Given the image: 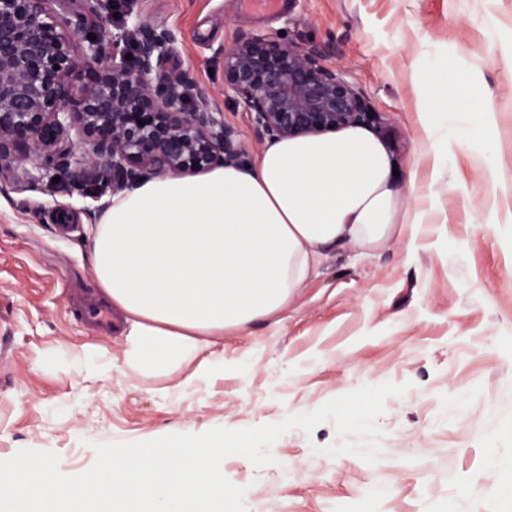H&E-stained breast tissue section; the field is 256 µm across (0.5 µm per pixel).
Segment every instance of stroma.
<instances>
[{
  "label": "stroma",
  "mask_w": 512,
  "mask_h": 512,
  "mask_svg": "<svg viewBox=\"0 0 512 512\" xmlns=\"http://www.w3.org/2000/svg\"><path fill=\"white\" fill-rule=\"evenodd\" d=\"M283 2L264 18L241 0L136 9L180 31L163 69L189 70L202 87L221 85L220 50L244 32L329 46L381 114L398 189L423 210L417 236L329 253L282 321L225 337L223 375L196 388L170 393L166 379L117 367L60 373L46 353H116L124 337H97L65 306L69 289L97 285L86 251L100 199L29 161L34 188L0 189V460L50 450L77 475L97 443L276 423L391 381L409 389L385 403L378 463L322 455L336 439L324 423L283 435L262 469L226 458L225 476L272 491L283 512H512L502 497L512 485V0ZM439 62L492 101L494 168L454 142L440 161L422 157L421 76ZM289 462L307 466L304 482L285 479Z\"/></svg>",
  "instance_id": "35a3bbf8"
}]
</instances>
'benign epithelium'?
<instances>
[{
  "label": "benign epithelium",
  "instance_id": "obj_1",
  "mask_svg": "<svg viewBox=\"0 0 512 512\" xmlns=\"http://www.w3.org/2000/svg\"><path fill=\"white\" fill-rule=\"evenodd\" d=\"M115 6L80 0L77 11L72 0H0L1 185L32 183L33 157L114 194L147 177L242 159L244 146L214 94L186 72H161L177 33L142 19L127 0L130 53L125 34L92 23ZM222 57L224 97L249 112L260 142L380 123L324 45L242 33Z\"/></svg>",
  "mask_w": 512,
  "mask_h": 512
}]
</instances>
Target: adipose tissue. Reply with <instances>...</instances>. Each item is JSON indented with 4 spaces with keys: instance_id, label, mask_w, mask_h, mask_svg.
Instances as JSON below:
<instances>
[{
    "instance_id": "obj_1",
    "label": "adipose tissue",
    "mask_w": 512,
    "mask_h": 512,
    "mask_svg": "<svg viewBox=\"0 0 512 512\" xmlns=\"http://www.w3.org/2000/svg\"><path fill=\"white\" fill-rule=\"evenodd\" d=\"M448 68L423 75L426 133L457 113L489 130L492 105L451 93ZM394 159L369 129L284 139L249 164L151 178L93 215L91 273L123 320L120 360L104 349L45 354L46 365L163 377L185 389L223 372L227 333L279 322L329 251L414 238Z\"/></svg>"
}]
</instances>
